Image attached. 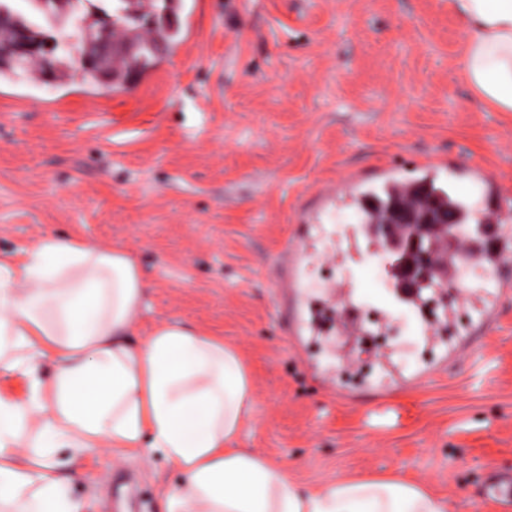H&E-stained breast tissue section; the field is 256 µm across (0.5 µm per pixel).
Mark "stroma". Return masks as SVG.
Segmentation results:
<instances>
[{"label": "stroma", "mask_w": 512, "mask_h": 512, "mask_svg": "<svg viewBox=\"0 0 512 512\" xmlns=\"http://www.w3.org/2000/svg\"><path fill=\"white\" fill-rule=\"evenodd\" d=\"M181 36L124 90L0 81V253L46 233L121 247L149 288L134 331L179 320L223 338L246 362L252 421L239 445L284 465L303 486L394 473L429 485L458 512H512L479 502L484 473L512 469V287L499 317L465 345L428 352L424 326L390 353L407 386L337 371L334 342L287 337L278 293L285 248L309 223L299 271L310 299L339 277L356 301L392 310V258L367 261L352 198L318 195L380 168L412 180L446 155L493 172L512 214V112L487 106L461 73L467 28L448 0H182ZM83 512L126 495L161 512L180 474L158 451H97L78 466L57 451Z\"/></svg>", "instance_id": "1"}]
</instances>
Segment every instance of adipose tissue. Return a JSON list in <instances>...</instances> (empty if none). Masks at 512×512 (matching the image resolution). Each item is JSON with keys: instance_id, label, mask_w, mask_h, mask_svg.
Here are the masks:
<instances>
[{"instance_id": "adipose-tissue-1", "label": "adipose tissue", "mask_w": 512, "mask_h": 512, "mask_svg": "<svg viewBox=\"0 0 512 512\" xmlns=\"http://www.w3.org/2000/svg\"><path fill=\"white\" fill-rule=\"evenodd\" d=\"M469 28L462 69L478 97L512 112V0H448ZM147 285L120 248L45 234L0 255V512H83L57 470L102 446L161 451L181 473L162 512H452L399 475L307 488L238 445L254 405L250 373L223 339L177 320L133 340Z\"/></svg>"}]
</instances>
